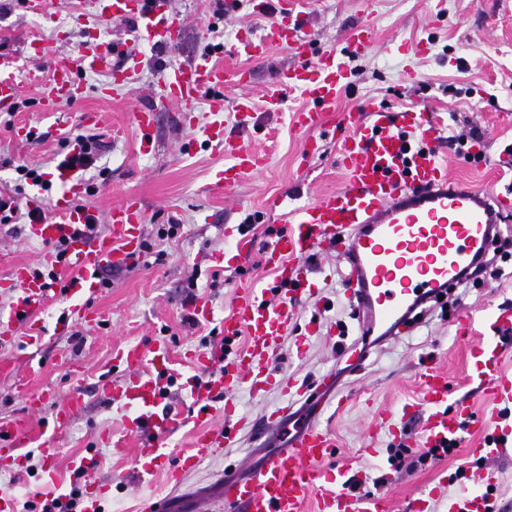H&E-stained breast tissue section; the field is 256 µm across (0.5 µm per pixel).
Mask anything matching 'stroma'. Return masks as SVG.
Masks as SVG:
<instances>
[{
  "instance_id": "35a3bbf8",
  "label": "stroma",
  "mask_w": 512,
  "mask_h": 512,
  "mask_svg": "<svg viewBox=\"0 0 512 512\" xmlns=\"http://www.w3.org/2000/svg\"><path fill=\"white\" fill-rule=\"evenodd\" d=\"M170 6L185 23L182 40L170 50L133 42L141 63L136 85L101 98L96 92L100 78L90 75L83 99L60 102L45 112L40 96L52 58L77 55L88 33L95 31L131 40L129 25L99 21L86 0H49L44 16L28 13L20 0H0V50L18 55L21 66L15 75L20 86L16 105L13 111H0V190L14 196L19 206L28 204L31 183L15 170L16 163L25 161L37 165L50 183L44 193L47 206L63 197L69 204L94 211L103 221L114 203L132 193L146 217L141 230L145 250L136 263L106 272L109 287L91 297L99 324L74 325L56 333L66 304L53 299L43 316L44 340L21 346L0 364V422L29 420L25 447L32 450L37 466L54 461L61 489L85 486L90 479L106 485L104 512H140L144 495L170 491L167 469L138 472L137 439L128 429L134 410L108 400L98 390L102 379L117 385L124 380L112 366L114 349L164 340L176 371L194 375L184 352L217 344L219 321L232 310L239 288H268L274 282L263 254L286 219L285 209H270V200L285 198L286 209H292L345 181L337 164L336 132L322 133L316 155L303 153L306 135L290 123L291 113L305 103L300 93H289L282 111H266L264 95L282 70L313 64L329 53L341 57L350 78L329 117L333 124L342 123L344 113L374 104L395 109L413 101L457 126L480 128V158L464 159L456 147H449L451 176L473 185L490 181L502 189L512 188V172L502 165L512 157V0H299L306 19L301 34L309 44L307 54L297 56L292 46L281 44L260 60L233 54L238 37L247 31L261 34L273 21L292 25V16L257 13L253 0H239L237 11L230 15L224 12V0H170ZM363 21L374 29L377 42L365 55L347 54L345 40ZM32 38L45 47L44 56L35 61L24 54ZM204 51L214 52L224 64L244 67L248 82L225 92L220 114L201 112L194 128L178 124L173 107L159 108L154 149L141 154L129 115L157 94V68L190 61ZM240 97L255 105L243 139L264 152L268 163L258 177L243 180L228 196L211 187L225 159L206 144L203 127L220 119L225 131H234V106ZM88 111L101 117L96 131L103 149L73 191L57 178L56 165L70 151L60 132L81 127L82 115ZM19 124L37 127L38 137H15L13 129ZM117 126L124 127L125 134L116 140L112 130ZM26 224L20 213L10 223H0V277L8 274L13 262L32 269L42 265L44 246L27 237ZM244 233L253 246L237 263L231 256ZM315 265L320 269L319 293L296 302L288 334L269 368L277 378L304 384L339 371L334 390L347 396L349 403L340 413L329 405L318 410L297 403L296 421L317 416L335 440L337 463L353 465L362 492L388 498L390 512H409L410 503L420 498L428 500L431 512H444L439 495L457 494L462 482L454 473L458 466L474 465V458L462 450L409 472L394 471L387 462L389 447L418 445L420 422L411 419L392 429L375 417L374 410L397 413L420 401L415 368L429 360L447 373L452 399H467L480 415L498 412L499 403L469 383L468 347L456 339L452 324L464 311L478 320L501 308L512 309V282L486 277L469 288L450 289L447 298L418 308L407 326L391 328L386 339L368 349L361 365L350 368L338 355L336 336L328 332L339 320L349 329L357 327L341 284L347 265L330 255L318 256ZM191 293L211 300L214 322L184 324L188 312L184 302ZM39 389L53 392L55 399L41 411L29 412L25 395ZM76 390L85 394L84 408L62 433H52L55 410ZM104 435L109 443H101ZM292 439V434L273 429L259 440H243L229 456L202 462L187 479L173 512H187L191 500L212 496L219 480L245 477ZM82 456L95 458L97 465L79 478L71 462Z\"/></svg>"
}]
</instances>
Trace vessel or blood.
<instances>
[{"label": "vessel or blood", "mask_w": 512, "mask_h": 512, "mask_svg": "<svg viewBox=\"0 0 512 512\" xmlns=\"http://www.w3.org/2000/svg\"><path fill=\"white\" fill-rule=\"evenodd\" d=\"M106 22L136 18L139 25L135 40L156 47L176 48L184 30L183 22L168 11L167 0H92ZM302 21L292 28L274 23L261 36L246 35L234 47L237 56L248 60L264 58L270 47L294 43L303 50L297 35ZM125 56L123 67L114 59ZM19 58L0 53V109L10 108L18 96L14 75ZM137 59L128 57L125 41L107 40L91 34L77 56H61L52 62V79L41 94L40 105L50 111L62 101L77 100L84 94L82 74L104 72L108 83L98 89L108 97L115 89L133 85L139 71ZM246 70H234L203 53L186 64L170 63L156 72L159 89L155 102L138 107L132 124L139 134V150L149 153L152 127L158 107L171 105L183 124H196L201 100H208L211 112L224 109V90L243 84ZM348 85L344 63L334 55L319 59L315 66H303L279 74L266 95L269 111H281L286 91L299 90L308 105L293 114L295 126L306 133V155L318 150L317 131L323 130L328 115L336 108L338 94ZM440 115L419 104L404 105L395 112L383 107L350 114L347 134L340 142L339 164L347 179L343 186L323 193L312 203L296 208L288 225L278 231L264 253L265 265L274 272L277 283L289 288L286 300L267 304L265 293L246 288L237 296L230 315L221 323L224 341L209 350H190L186 357L199 369L224 363L226 341L239 334L249 336L243 350L237 351L224 372L207 385L187 380L186 386L198 411L199 430L194 443L177 458H169L164 440L180 420L179 415L157 413L162 398L155 373L171 370V356L165 343L145 348L127 346L116 351L114 365L128 375L121 389L103 381L104 394L115 393L137 416L130 430L138 437L137 463L149 471L170 465L171 479L182 483L205 460L222 456L239 434L256 436L259 428H277L287 424L291 406L263 415L261 421L240 415L236 395L249 390L261 396L273 387L282 392L305 396V387L293 382H277L269 363L277 354L288 332L293 305L301 296L314 295L316 288L307 275L311 258L323 252L335 253L345 261L350 273L346 279L349 299L359 312L364 329L393 320L412 299L423 293L455 283L475 258L486 252L493 225L502 223L512 213V190L496 185L472 186L451 181L449 162L440 153ZM204 133L226 157L229 165L217 171L212 187L231 192L244 178L255 175L264 166L263 155L243 143L240 135L228 133L220 121L210 123ZM57 217L29 225L31 239L49 247L43 258L51 266H65L68 276L63 284L33 277L27 265L13 264L7 277L0 279V289L13 297L9 317H0V354L14 346L18 328H25L30 341H40L44 328L39 321L51 298H62L69 318L80 324L96 320L97 310L89 299L99 287L96 273L101 268L126 267L141 252V226L145 215L135 196L129 195L112 206L108 223L110 234L89 238L82 234L89 221L88 210L66 203H56ZM65 241V257H58L50 247ZM456 335L472 339L469 379L495 402H512V373L501 368L502 336L512 333V312L490 314L483 325H476L470 313H462L455 322ZM422 397L417 405L423 415L422 439L431 448L457 438L464 425L478 423L483 433L473 457L493 460L512 441V428L502 425L497 415L475 417L471 405L449 399L445 372L431 364L417 369ZM223 396L220 415L223 425H215L209 402ZM85 405L81 391H74L53 416L54 432H61ZM28 437L25 420L0 423V469L9 470L19 463L17 450ZM336 453V444L328 430L314 421H306L290 448L269 456L257 469L240 480L225 484L220 499L210 501L208 512H302L310 498H318L319 512H387L382 498L366 495L353 499L343 493L347 468L328 469ZM482 488H463L448 505V512H488L489 500L483 489L495 481L494 473H485Z\"/></svg>", "instance_id": "obj_1"}]
</instances>
